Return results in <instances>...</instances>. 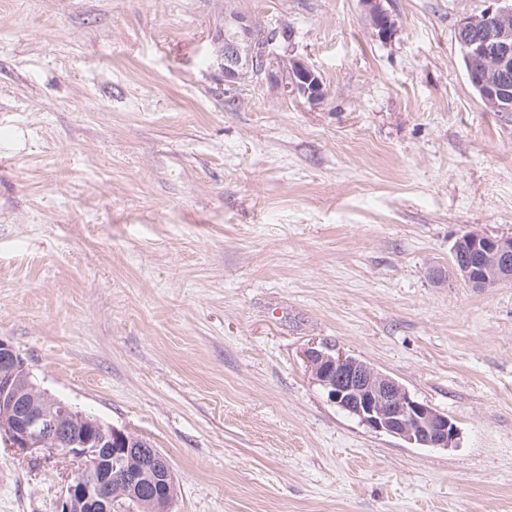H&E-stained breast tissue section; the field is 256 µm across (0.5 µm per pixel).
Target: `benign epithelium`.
I'll use <instances>...</instances> for the list:
<instances>
[{
    "mask_svg": "<svg viewBox=\"0 0 512 512\" xmlns=\"http://www.w3.org/2000/svg\"><path fill=\"white\" fill-rule=\"evenodd\" d=\"M362 4L378 35L392 34L395 23L383 0H362ZM457 34L470 83L490 109L511 111L512 90L499 76L505 75L512 60V6L489 7L462 19ZM273 43L272 38L258 41L254 24L246 17L234 14L225 18L220 54L224 84L238 83L256 59L268 61ZM475 62L482 64L477 72L473 70ZM282 66L285 89L311 101L324 98L322 80L308 65L289 57ZM465 242L464 247L457 241L452 245L449 274L477 289L512 281V239L471 231ZM303 357L329 401L366 427L419 447L448 449L456 445L458 429L448 416L413 398L394 378L342 352L334 354L311 346ZM1 365L27 369L13 346L3 340ZM20 396L13 378L0 373V409L14 414L21 404ZM87 423L85 416L76 415L69 405L58 402L51 407L30 408L19 415L18 422L4 426L11 446L18 451L62 455L77 463L57 512H111L113 482L123 483L133 499L148 483L167 484L172 480L168 468L159 471L147 465L134 470L125 464L119 468L112 465L123 454L115 444L121 441L127 448L129 437L122 430L102 424L89 428Z\"/></svg>",
    "mask_w": 512,
    "mask_h": 512,
    "instance_id": "7a95c632",
    "label": "benign epithelium"
}]
</instances>
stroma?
Segmentation results:
<instances>
[{"label":"stroma","mask_w":512,"mask_h":512,"mask_svg":"<svg viewBox=\"0 0 512 512\" xmlns=\"http://www.w3.org/2000/svg\"><path fill=\"white\" fill-rule=\"evenodd\" d=\"M0 0V339L42 390L165 454L172 512H512V282H441L512 238V112L455 29L486 0ZM290 27L313 102L224 85L228 9ZM369 363L457 426L373 431L304 351ZM73 471L0 436V512ZM365 13L373 23L374 31L381 37H387L394 31L395 23L383 5L382 0H362ZM380 31V32H379ZM458 238L451 247L448 275L461 278L471 288H491L512 281V239L491 238L468 232L462 246Z\"/></svg>","instance_id":"1"}]
</instances>
